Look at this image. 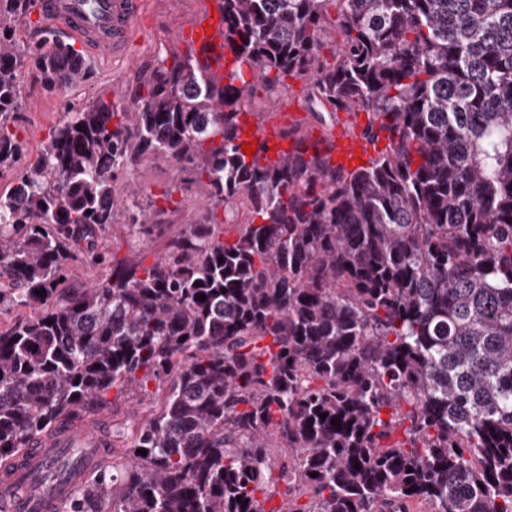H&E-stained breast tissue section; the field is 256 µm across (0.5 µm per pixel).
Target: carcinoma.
<instances>
[{"mask_svg": "<svg viewBox=\"0 0 512 512\" xmlns=\"http://www.w3.org/2000/svg\"><path fill=\"white\" fill-rule=\"evenodd\" d=\"M32 6L0 0L1 171L25 151L22 70L49 92L84 77L66 43L13 49ZM222 9L224 82L175 53L131 106L64 113L0 193V304L30 309L0 332V464L155 381L65 512H512V0ZM290 78L296 148L247 155L257 90L276 104ZM341 112L364 114L363 164L312 139ZM147 158L206 179L214 206L150 265L112 266L117 173ZM79 251L103 274L66 290ZM290 89L282 95V106L276 110L270 112H277L276 114L270 115L266 120L272 119L284 112H299L303 115V82L300 80H288Z\"/></svg>", "mask_w": 512, "mask_h": 512, "instance_id": "obj_1", "label": "carcinoma"}]
</instances>
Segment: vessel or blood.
<instances>
[{"instance_id":"1","label":"vessel or blood","mask_w":512,"mask_h":512,"mask_svg":"<svg viewBox=\"0 0 512 512\" xmlns=\"http://www.w3.org/2000/svg\"><path fill=\"white\" fill-rule=\"evenodd\" d=\"M44 24L78 38L101 53L126 54L141 9L140 0H37ZM220 6L207 8L181 39L220 76L232 53L224 43ZM112 451L109 433L74 421L27 449L12 469L0 473V512H58Z\"/></svg>"}]
</instances>
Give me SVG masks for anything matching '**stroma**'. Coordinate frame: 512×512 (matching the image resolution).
Listing matches in <instances>:
<instances>
[{"mask_svg":"<svg viewBox=\"0 0 512 512\" xmlns=\"http://www.w3.org/2000/svg\"><path fill=\"white\" fill-rule=\"evenodd\" d=\"M209 0H142L137 30L125 57L97 58L84 53L88 71L83 80L68 90L46 92L34 72L23 70L20 78L22 106L14 125L28 157H36L51 129L64 113L106 98L126 106L143 91L148 74L172 52H184L179 35ZM118 195H134L141 212L154 229L132 234L127 216H117L101 239L114 262L140 261L151 264L163 252L169 231L187 223L210 207L207 185L194 174L178 173L169 161L148 162L123 169L116 180ZM150 402L140 394L109 390L102 404L88 405L85 417L101 428L126 430L139 416L149 413Z\"/></svg>","mask_w":512,"mask_h":512,"instance_id":"1","label":"stroma"}]
</instances>
